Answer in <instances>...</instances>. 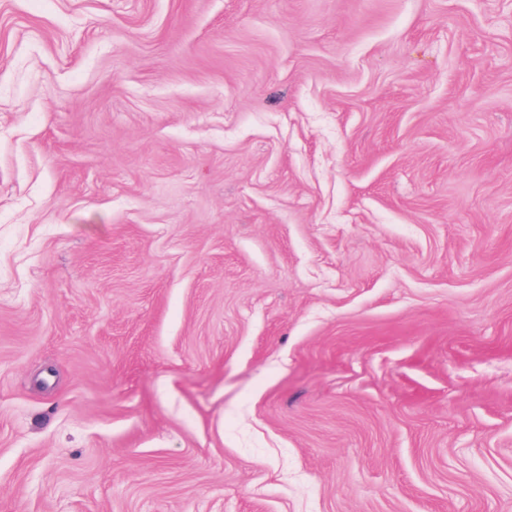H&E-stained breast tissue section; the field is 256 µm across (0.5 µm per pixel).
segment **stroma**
Wrapping results in <instances>:
<instances>
[{"label": "stroma", "instance_id": "stroma-1", "mask_svg": "<svg viewBox=\"0 0 512 512\" xmlns=\"http://www.w3.org/2000/svg\"><path fill=\"white\" fill-rule=\"evenodd\" d=\"M0 512H512V0H0Z\"/></svg>", "mask_w": 512, "mask_h": 512}]
</instances>
